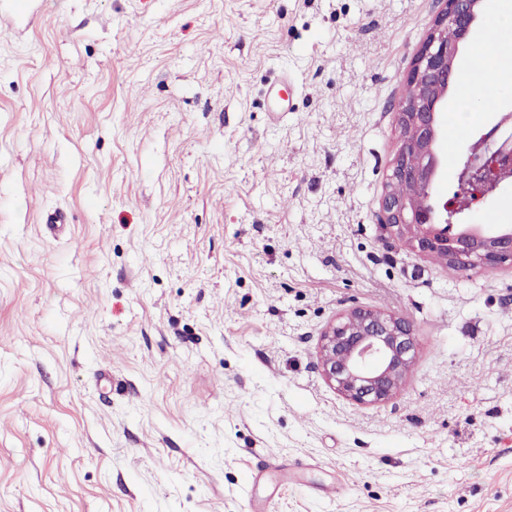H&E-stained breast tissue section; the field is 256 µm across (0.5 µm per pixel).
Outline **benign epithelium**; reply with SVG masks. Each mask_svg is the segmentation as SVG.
Instances as JSON below:
<instances>
[{"instance_id": "1", "label": "benign epithelium", "mask_w": 512, "mask_h": 512, "mask_svg": "<svg viewBox=\"0 0 512 512\" xmlns=\"http://www.w3.org/2000/svg\"><path fill=\"white\" fill-rule=\"evenodd\" d=\"M417 63L407 78L410 94L399 104L401 145L382 200L385 226L396 229L415 250L434 256L458 271L512 266V225L486 228L454 224L462 211L432 201L435 186L447 173L437 151L447 129L439 123L447 103L459 43L475 23L483 0H444ZM415 358L410 323L399 316L354 308L324 333L321 368L338 394L358 405L393 398L406 381Z\"/></svg>"}]
</instances>
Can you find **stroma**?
Masks as SVG:
<instances>
[{"mask_svg":"<svg viewBox=\"0 0 512 512\" xmlns=\"http://www.w3.org/2000/svg\"><path fill=\"white\" fill-rule=\"evenodd\" d=\"M442 7L45 0L0 26V512H512V267L383 225ZM459 93L442 200L512 112V86L464 114ZM453 221L512 225V177ZM355 307L413 328L382 404L322 375Z\"/></svg>","mask_w":512,"mask_h":512,"instance_id":"obj_1","label":"stroma"}]
</instances>
